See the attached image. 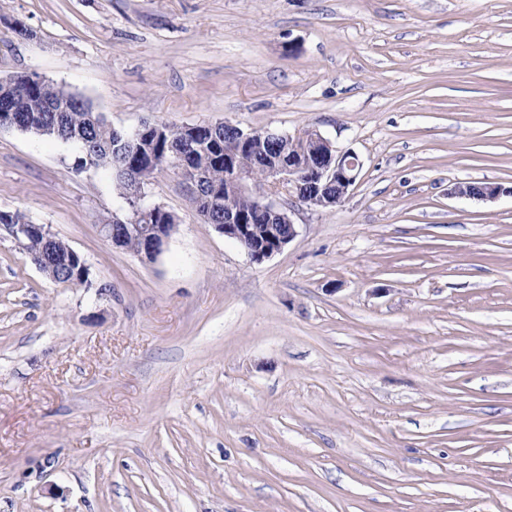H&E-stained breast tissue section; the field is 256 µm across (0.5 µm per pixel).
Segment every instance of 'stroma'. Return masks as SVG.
<instances>
[{
	"label": "stroma",
	"instance_id": "obj_1",
	"mask_svg": "<svg viewBox=\"0 0 512 512\" xmlns=\"http://www.w3.org/2000/svg\"><path fill=\"white\" fill-rule=\"evenodd\" d=\"M115 128L313 127L362 168L263 263L176 172L152 262L110 169L0 130V512H512V0H0V75ZM452 193L456 196L470 197L480 200H494L503 193L512 195V187L505 190L497 184L490 183H465L454 187ZM8 212L10 213V224H2L0 222V235H2V232H4L19 249H22L23 251L27 250V252L30 254L40 253L44 241L46 250H44L41 255L34 259L31 257L33 262L43 273H45V269L53 267L54 264L52 260L55 257L56 247L58 246L70 254L73 260H80V266L82 265L84 269L88 268L85 259L82 258L81 260V256L76 251H74L64 241L51 234L46 225L31 224L26 215L20 210ZM13 224L26 225L15 227ZM35 235H43L44 240L41 237H34ZM24 238H30L26 242V250L24 249L23 244Z\"/></svg>",
	"mask_w": 512,
	"mask_h": 512
}]
</instances>
